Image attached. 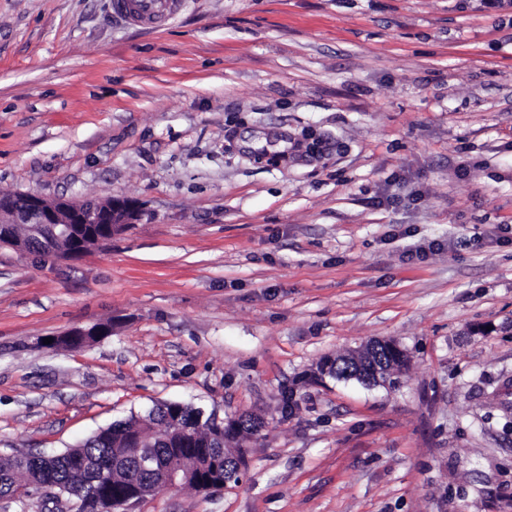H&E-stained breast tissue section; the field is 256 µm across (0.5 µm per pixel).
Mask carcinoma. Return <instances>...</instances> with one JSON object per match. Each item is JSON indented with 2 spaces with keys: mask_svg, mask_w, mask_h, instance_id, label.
<instances>
[{
  "mask_svg": "<svg viewBox=\"0 0 512 512\" xmlns=\"http://www.w3.org/2000/svg\"><path fill=\"white\" fill-rule=\"evenodd\" d=\"M392 362L386 354L378 369L382 383L390 386L397 383V377L402 373L401 369L392 366ZM259 429L260 423L246 414L221 430L214 420L203 418L202 411L197 408L180 403L164 404L145 416H132L99 430L66 454L44 458L38 452H25L0 458V498L21 502L30 499L48 482L66 485L77 481L87 495L118 500L125 494L124 484L118 479L106 481L101 477V469L112 467L114 461L137 481L152 484L153 477L137 466L133 437L138 432L148 439V446L166 453L179 448L188 460H199L210 449L224 446L221 461L224 483H236L239 471L235 458H243V443ZM75 457L85 461V471L79 479L74 473Z\"/></svg>",
  "mask_w": 512,
  "mask_h": 512,
  "instance_id": "cac0c4a2",
  "label": "carcinoma"
}]
</instances>
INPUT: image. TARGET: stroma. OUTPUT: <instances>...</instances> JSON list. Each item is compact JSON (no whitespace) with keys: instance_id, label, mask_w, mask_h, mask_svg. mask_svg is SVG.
Returning a JSON list of instances; mask_svg holds the SVG:
<instances>
[{"instance_id":"stroma-1","label":"stroma","mask_w":512,"mask_h":512,"mask_svg":"<svg viewBox=\"0 0 512 512\" xmlns=\"http://www.w3.org/2000/svg\"><path fill=\"white\" fill-rule=\"evenodd\" d=\"M113 2L0 0V192L140 206L0 249V456L176 402L260 419L242 480L131 512H512V0Z\"/></svg>"}]
</instances>
